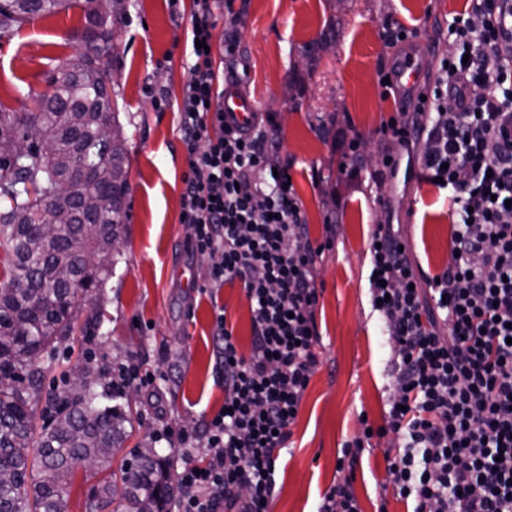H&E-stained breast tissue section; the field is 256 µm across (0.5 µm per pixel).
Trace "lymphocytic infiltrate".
Wrapping results in <instances>:
<instances>
[{"mask_svg":"<svg viewBox=\"0 0 512 512\" xmlns=\"http://www.w3.org/2000/svg\"><path fill=\"white\" fill-rule=\"evenodd\" d=\"M236 25L232 0H195L194 63L180 109L188 170L181 195L187 249L207 261L203 292L241 283L250 303L249 353L222 308L212 336L224 405L193 433L170 512H267L276 454L289 441L319 364L316 262L272 116L227 117L214 91L216 9ZM456 52L437 61L423 107L386 127L420 177L441 180L456 256L427 274L394 225H376L369 290L393 343V400L385 426L346 443L356 464L373 437L398 442L389 472L411 512H512V0H472L454 19Z\"/></svg>","mask_w":512,"mask_h":512,"instance_id":"obj_1","label":"lymphocytic infiltrate"}]
</instances>
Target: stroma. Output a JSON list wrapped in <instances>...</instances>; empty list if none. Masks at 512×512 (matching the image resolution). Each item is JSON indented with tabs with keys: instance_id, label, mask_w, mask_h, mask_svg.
<instances>
[{
	"instance_id": "35a3bbf8",
	"label": "stroma",
	"mask_w": 512,
	"mask_h": 512,
	"mask_svg": "<svg viewBox=\"0 0 512 512\" xmlns=\"http://www.w3.org/2000/svg\"><path fill=\"white\" fill-rule=\"evenodd\" d=\"M469 0H234L237 53L224 55V27L213 31V69L220 85L238 83L280 132V161L291 163L294 188L313 242H327L317 263L316 319L320 364L306 390L292 437L276 462L268 512H316L321 496L351 478L361 512H407L393 494L377 438L353 475L339 470L344 444L389 409V348L371 305L369 244L378 224L401 225L415 262L437 273L450 258L448 195L422 182L420 166L375 179L394 145L384 128L397 112L379 72L397 52L421 53L423 75L453 50L448 26ZM194 0H129L116 37L112 99L128 137V221L112 274L81 302L74 340L44 353V393L63 388L91 364L111 383L114 368L136 358L153 384L127 388L121 403L130 435L113 466L134 448H155L181 468L184 455L160 439L162 427L189 430L224 403L211 336L213 309L223 307L241 352H249V304L241 285L199 293L206 261L192 257L180 222L187 157L179 109L192 64ZM84 9L59 11L0 38V106L32 111L28 90L49 92L50 75L84 50ZM416 29L412 42L389 47L386 32ZM360 134L356 161L337 148V130ZM355 163L356 176L343 174ZM100 323H92L94 310Z\"/></svg>"
}]
</instances>
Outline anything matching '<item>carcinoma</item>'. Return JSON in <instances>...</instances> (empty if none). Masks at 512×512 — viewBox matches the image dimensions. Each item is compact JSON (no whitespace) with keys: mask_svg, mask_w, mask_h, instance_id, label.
<instances>
[{"mask_svg":"<svg viewBox=\"0 0 512 512\" xmlns=\"http://www.w3.org/2000/svg\"><path fill=\"white\" fill-rule=\"evenodd\" d=\"M84 0L87 68L63 72L51 94L33 97L32 112L0 108V249L10 258L0 286V512H69L67 480L78 467L111 468L113 449L128 437V417L99 384L72 385L47 397L50 423L38 439L31 420L42 397L44 369L37 356L72 334L77 292L96 291L115 265L114 245L126 220L127 140H112L105 126L112 111L111 74L117 59L115 25L127 0L112 9ZM77 0H0V37ZM41 129L43 144L24 150L25 131ZM38 185L29 192L27 184ZM113 199L112 211L78 207L89 195ZM36 444L35 453L30 445ZM122 468V490L106 480L91 512H103L115 495L125 512H166L172 493L169 459L154 448L134 449Z\"/></svg>","mask_w":512,"mask_h":512,"instance_id":"1","label":"carcinoma"}]
</instances>
